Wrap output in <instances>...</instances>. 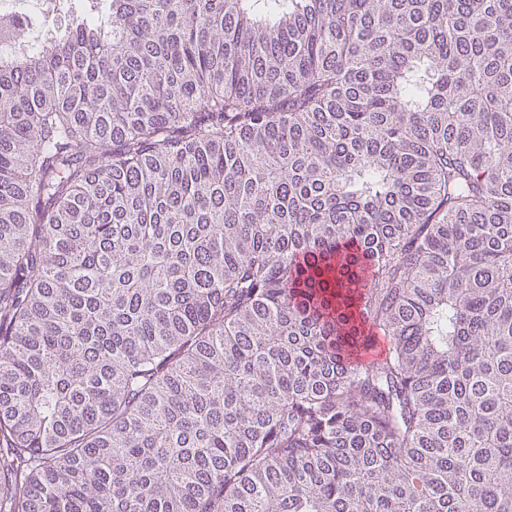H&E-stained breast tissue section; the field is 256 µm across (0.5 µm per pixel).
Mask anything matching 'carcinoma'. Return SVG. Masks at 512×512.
Segmentation results:
<instances>
[{
	"mask_svg": "<svg viewBox=\"0 0 512 512\" xmlns=\"http://www.w3.org/2000/svg\"><path fill=\"white\" fill-rule=\"evenodd\" d=\"M0 63V512H512V0H60Z\"/></svg>",
	"mask_w": 512,
	"mask_h": 512,
	"instance_id": "obj_1",
	"label": "carcinoma"
}]
</instances>
